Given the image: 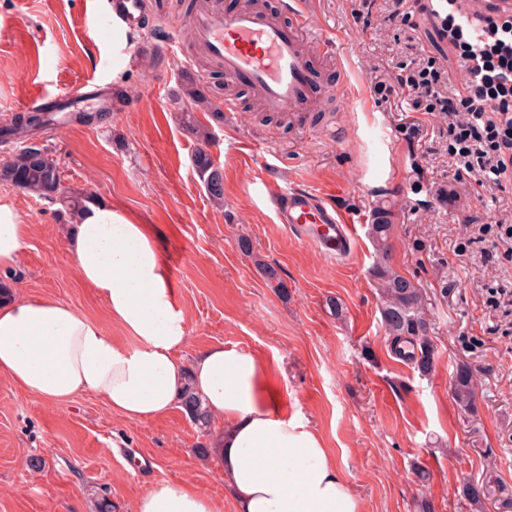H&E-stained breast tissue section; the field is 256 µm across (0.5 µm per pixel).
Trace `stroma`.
<instances>
[{"label":"stroma","mask_w":512,"mask_h":512,"mask_svg":"<svg viewBox=\"0 0 512 512\" xmlns=\"http://www.w3.org/2000/svg\"><path fill=\"white\" fill-rule=\"evenodd\" d=\"M142 27L96 26L108 0H0V126L26 111L33 93H76L91 77L114 95L107 120L36 136L53 152L68 190L108 201L151 225L189 321L188 352L224 344L269 362L282 409L325 439L362 512H512V183L478 190L448 154V118L425 111L396 77L429 68L447 94L454 54L426 0H297L310 17L332 109L302 116L197 111L212 138L200 144L181 120L192 36L176 0H145ZM182 51L171 54L167 35ZM112 68H105V60ZM207 149L223 175L211 201L193 159ZM307 185L352 212L359 240L333 259L298 242L263 200L265 183ZM394 221L389 253L368 236L376 201ZM32 234L21 260L0 267L18 293L46 296L94 318L114 337L95 292L78 279L69 250L74 218L60 204L0 182ZM248 239L250 253L238 242ZM387 259L426 292L435 360L428 374L395 353L371 272ZM277 269L286 292L261 265ZM338 311H331L330 302ZM475 380L471 409L452 395L456 369ZM208 437L182 411L125 422L93 395L48 403L0 379V512H130L158 480H189L235 512ZM429 479L420 482L419 471ZM500 494L474 508L468 481Z\"/></svg>","instance_id":"stroma-1"}]
</instances>
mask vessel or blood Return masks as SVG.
Returning <instances> with one entry per match:
<instances>
[{"label":"vessel or blood","mask_w":512,"mask_h":512,"mask_svg":"<svg viewBox=\"0 0 512 512\" xmlns=\"http://www.w3.org/2000/svg\"><path fill=\"white\" fill-rule=\"evenodd\" d=\"M110 9L127 26L144 22L142 0H112ZM283 9L280 15L259 7L227 14L205 4L185 24L227 79L251 89L270 111L300 115L315 108L313 85L319 74L313 66L306 13L288 2ZM267 200L298 241L332 258L345 256L354 247L350 215L313 188L271 184Z\"/></svg>","instance_id":"b4317fda"}]
</instances>
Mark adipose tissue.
I'll return each instance as SVG.
<instances>
[{"instance_id":"adipose-tissue-1","label":"adipose tissue","mask_w":512,"mask_h":512,"mask_svg":"<svg viewBox=\"0 0 512 512\" xmlns=\"http://www.w3.org/2000/svg\"><path fill=\"white\" fill-rule=\"evenodd\" d=\"M30 234L16 209L0 203V267L19 262ZM71 252L79 280L93 288L123 339L70 305L15 295L0 303V378L51 403L98 395L126 422L164 415L193 386L220 424L212 453L237 512H361L320 434L282 412L272 374L253 353L217 344L178 360L189 343L188 318L148 225L90 200ZM132 512L219 509L178 480L151 485Z\"/></svg>"}]
</instances>
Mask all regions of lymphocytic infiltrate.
Returning a JSON list of instances; mask_svg holds the SVG:
<instances>
[{"instance_id": "f902f5d3", "label": "lymphocytic infiltrate", "mask_w": 512, "mask_h": 512, "mask_svg": "<svg viewBox=\"0 0 512 512\" xmlns=\"http://www.w3.org/2000/svg\"><path fill=\"white\" fill-rule=\"evenodd\" d=\"M445 3L442 33L464 74L441 103L448 137L479 186H499L512 179V9L487 16L464 0Z\"/></svg>"}]
</instances>
